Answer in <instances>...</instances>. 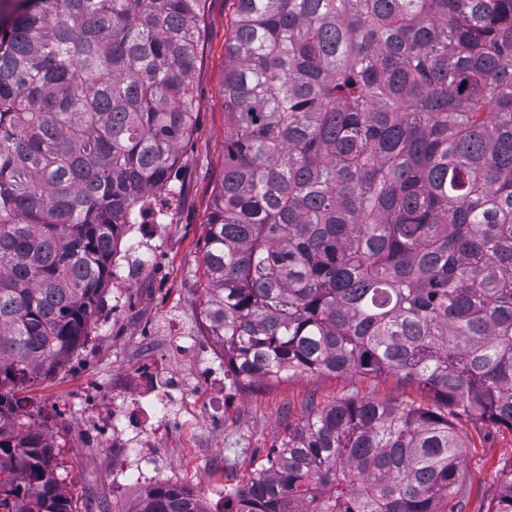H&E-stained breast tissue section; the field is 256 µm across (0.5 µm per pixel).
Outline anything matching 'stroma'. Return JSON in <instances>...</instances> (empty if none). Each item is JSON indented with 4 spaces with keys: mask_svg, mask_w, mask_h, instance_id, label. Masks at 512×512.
<instances>
[{
    "mask_svg": "<svg viewBox=\"0 0 512 512\" xmlns=\"http://www.w3.org/2000/svg\"><path fill=\"white\" fill-rule=\"evenodd\" d=\"M236 13V0H206L192 77L193 131L182 143L175 168L172 206L165 223L153 225L139 250L131 237L121 241L133 276L118 277L105 295L91 340L65 367L25 389L43 409L44 429L59 451L61 474L77 512H128L138 494L112 482L124 469L122 449L96 443L77 409L84 395L112 384L117 374L132 375L146 365L169 369L189 382L199 358H179L176 336L192 335L200 320V258L215 187L224 173V42ZM358 394L392 405L430 404L417 386L391 375L374 381L326 375L287 374L242 390L212 383L194 401L176 405L186 429L162 434L151 453L159 478L198 496L206 512H221L226 487L245 482L279 447L291 426L307 416L309 405L325 406ZM457 425L469 436L464 461L472 484L466 512H490L497 494L495 471L512 459V431L484 428L471 419Z\"/></svg>",
    "mask_w": 512,
    "mask_h": 512,
    "instance_id": "35a3bbf8",
    "label": "stroma"
}]
</instances>
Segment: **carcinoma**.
I'll return each instance as SVG.
<instances>
[{
  "label": "carcinoma",
  "mask_w": 512,
  "mask_h": 512,
  "mask_svg": "<svg viewBox=\"0 0 512 512\" xmlns=\"http://www.w3.org/2000/svg\"><path fill=\"white\" fill-rule=\"evenodd\" d=\"M204 0L0 14V509L76 512L41 408L193 127ZM202 256L224 385L400 375L435 405L317 408L224 512H465L512 430V0H237ZM489 512H512V459ZM136 512H205L156 483ZM457 426L469 436L464 463L472 487L466 512H487L497 494L495 471L512 457V432L504 426L484 428L465 417L457 420Z\"/></svg>",
  "instance_id": "obj_1"
}]
</instances>
